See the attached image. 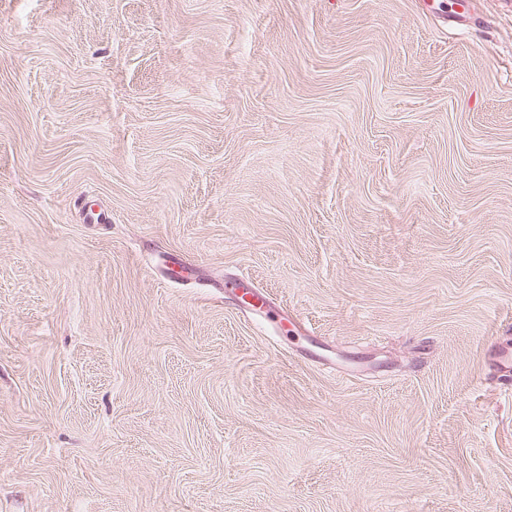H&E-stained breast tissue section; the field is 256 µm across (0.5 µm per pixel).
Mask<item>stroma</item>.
<instances>
[{
  "mask_svg": "<svg viewBox=\"0 0 512 512\" xmlns=\"http://www.w3.org/2000/svg\"><path fill=\"white\" fill-rule=\"evenodd\" d=\"M498 342L512 0H0V512H512Z\"/></svg>",
  "mask_w": 512,
  "mask_h": 512,
  "instance_id": "1",
  "label": "stroma"
}]
</instances>
